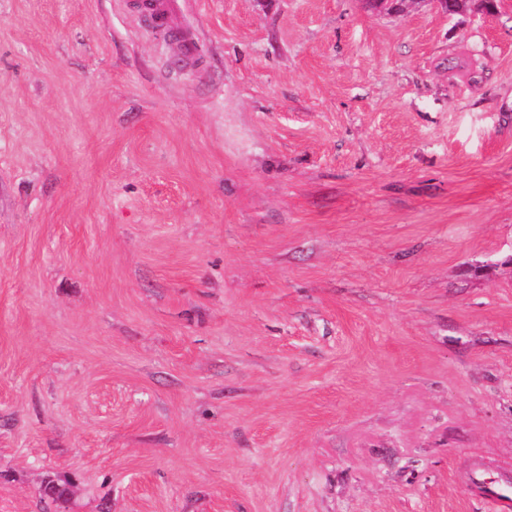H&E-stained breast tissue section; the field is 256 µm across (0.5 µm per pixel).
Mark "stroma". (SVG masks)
Returning a JSON list of instances; mask_svg holds the SVG:
<instances>
[{
	"mask_svg": "<svg viewBox=\"0 0 512 512\" xmlns=\"http://www.w3.org/2000/svg\"><path fill=\"white\" fill-rule=\"evenodd\" d=\"M0 0V512H497L512 0ZM180 0H137L140 20L155 36L178 42L185 64L195 66L200 61L196 40L191 32L178 24ZM49 479L41 489V501L44 503V512L51 511L54 508H65V505L71 501L69 497V488L67 486L69 478Z\"/></svg>",
	"mask_w": 512,
	"mask_h": 512,
	"instance_id": "stroma-1",
	"label": "stroma"
}]
</instances>
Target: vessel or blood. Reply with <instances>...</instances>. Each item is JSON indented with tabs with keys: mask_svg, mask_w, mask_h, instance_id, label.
I'll return each mask as SVG.
<instances>
[{
	"mask_svg": "<svg viewBox=\"0 0 512 512\" xmlns=\"http://www.w3.org/2000/svg\"><path fill=\"white\" fill-rule=\"evenodd\" d=\"M136 11L153 35L178 42L185 64L198 65V45L191 32L178 24L180 0H137ZM482 488L484 496L494 502L500 512H512V489L488 482L483 483Z\"/></svg>",
	"mask_w": 512,
	"mask_h": 512,
	"instance_id": "1",
	"label": "vessel or blood"
}]
</instances>
